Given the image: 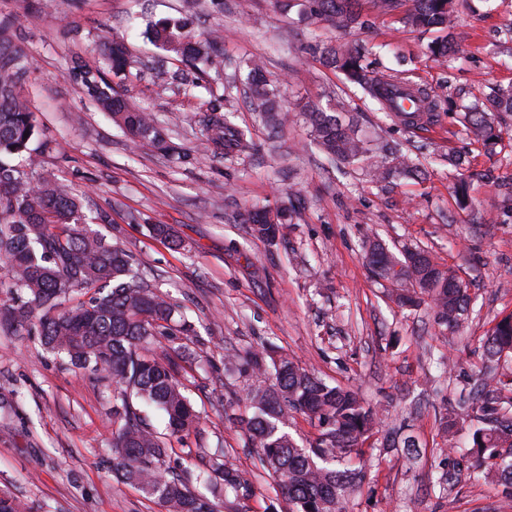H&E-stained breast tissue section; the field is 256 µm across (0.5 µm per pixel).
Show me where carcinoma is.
I'll return each instance as SVG.
<instances>
[{
	"label": "carcinoma",
	"mask_w": 512,
	"mask_h": 512,
	"mask_svg": "<svg viewBox=\"0 0 512 512\" xmlns=\"http://www.w3.org/2000/svg\"><path fill=\"white\" fill-rule=\"evenodd\" d=\"M364 0H276L287 14L295 5L312 20L324 21L341 31L369 26ZM455 0H413L407 23L416 29L444 32L428 44V52L441 63L456 60L459 45L454 37ZM150 40L175 55L196 74L199 86L209 72H219V36L199 39L190 23L159 20L147 25ZM322 64L343 75L384 112H393L407 128L417 126L423 112L436 107L429 91L407 79L378 74L372 68V51L356 44H324L318 49ZM102 64L74 74L83 90L126 131L137 148L152 147L181 162L189 157L167 141L154 117L135 101L118 93L114 80L127 78L133 67L124 42L114 39L100 48ZM31 60L15 44L8 27H0V260L10 274L0 288H20L27 296L11 298L0 307V320L9 325L32 324L42 343L70 363L92 374L106 372L115 383L112 415L118 421L113 434V471L137 486L168 512H214L202 491L190 488L191 475L178 474L167 463L168 449L147 422L141 406L161 411L173 434L188 432L198 420L178 379L179 361L186 359L180 336L192 330L185 318L174 320L179 309L135 270L133 255L120 245H109L87 228L86 197L34 167V157L50 152L49 142L37 139L39 120L21 93ZM246 86L255 112L268 114L273 130L283 126L275 93L265 67L247 63ZM492 108L512 114V88L495 89ZM232 105L212 107L198 119L201 135L224 155L251 148L246 130L233 124L227 113ZM314 140L327 158L348 166H361L373 183L415 179L422 175L408 153L381 143L371 147L354 118L328 112L313 103L304 107ZM469 138L493 151L502 141L488 112L474 104L464 107ZM288 221V210L273 212L253 208L243 214L246 224H262L260 238L273 242L279 224ZM373 276L396 287L402 307H418L424 301L437 323L458 329L471 306V298L456 272L429 255L417 262L411 253L397 259L370 243ZM169 352L160 359L149 349L159 339ZM483 355L495 363L512 354V313L502 317L483 340ZM247 368L271 378V383L249 391V415L225 420L240 427L245 446L257 450L263 468L274 477L289 512H347V501L365 477L364 444L373 435L379 418L349 389L332 386L322 378L281 355H253ZM509 383H484L474 396L460 402V413L443 422L453 432L458 423L475 419L468 443L480 472L512 494V410L504 405L502 390ZM306 416L318 436L303 448L285 431L288 417ZM203 488L224 486L238 500L254 495L251 477L225 459L219 448L209 460V470L197 475Z\"/></svg>",
	"instance_id": "obj_1"
}]
</instances>
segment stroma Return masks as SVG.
I'll use <instances>...</instances> for the list:
<instances>
[{"label":"stroma","instance_id":"35a3bbf8","mask_svg":"<svg viewBox=\"0 0 512 512\" xmlns=\"http://www.w3.org/2000/svg\"><path fill=\"white\" fill-rule=\"evenodd\" d=\"M237 2L198 0L195 8V30L221 34L219 79L192 94L171 83L162 94L159 84L185 67L146 38V25L181 17L187 0H55L49 14L40 0H0V23L13 24L16 42L32 57L24 94L55 146L42 172L87 194V215L109 214L96 232L133 254L140 272L194 325L182 339L191 356L181 380L200 414L196 428L172 435L159 412L149 414L171 465L201 468L209 451L225 449L253 479L248 512L271 504L287 512L240 429L224 420L229 392L244 398L260 383L240 374L244 358L271 344L380 413L366 478L348 512H512V495L481 478L466 456V433L451 438L439 428L486 373L483 337L512 313V215L499 208L501 194L512 193V116H502L505 140L492 154L444 108L407 131L346 86L316 51L355 39L372 47L376 71L400 68L402 56L406 76L440 99L456 92L481 98L512 85V0H456L454 33L465 54L449 68L426 52L434 33L412 30L401 11L372 16L351 35L292 21L273 0H251L245 14ZM111 36L124 38L134 60L123 90L191 161L131 152L124 131L77 85L72 62L96 65L97 46ZM258 57L290 117L276 133L252 111L239 79L244 63ZM228 96L237 104L232 121L250 131L252 147L227 158L204 141L197 120ZM334 98L368 136L416 155L425 179L382 187L362 170L331 168L301 108ZM452 155L463 165L449 164ZM461 179L468 183L465 209L454 196ZM284 206L292 217L271 243L256 239L240 217L247 207ZM153 224L169 225L180 247L155 239ZM373 238L396 254L425 249L457 271L475 302L459 332L438 325L428 305L401 308L384 296L364 257ZM112 405L111 380L51 352L33 326H0V489L28 512H164L112 474ZM391 432L416 439V459L386 448Z\"/></svg>","mask_w":512,"mask_h":512}]
</instances>
